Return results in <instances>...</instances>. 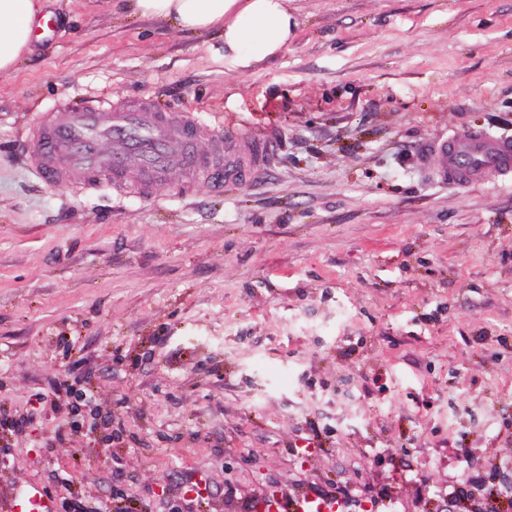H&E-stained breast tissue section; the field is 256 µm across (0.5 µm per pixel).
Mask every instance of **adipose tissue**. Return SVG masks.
Segmentation results:
<instances>
[{
  "mask_svg": "<svg viewBox=\"0 0 512 512\" xmlns=\"http://www.w3.org/2000/svg\"><path fill=\"white\" fill-rule=\"evenodd\" d=\"M289 0H127L132 14L161 19L188 33L218 28L224 67L247 71L288 46L298 26ZM40 0H0V73L13 72L30 50Z\"/></svg>",
  "mask_w": 512,
  "mask_h": 512,
  "instance_id": "ef3b65f1",
  "label": "adipose tissue"
}]
</instances>
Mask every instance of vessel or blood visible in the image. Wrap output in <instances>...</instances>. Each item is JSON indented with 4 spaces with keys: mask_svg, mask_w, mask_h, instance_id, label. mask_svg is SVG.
Instances as JSON below:
<instances>
[{
    "mask_svg": "<svg viewBox=\"0 0 512 512\" xmlns=\"http://www.w3.org/2000/svg\"><path fill=\"white\" fill-rule=\"evenodd\" d=\"M36 149L30 166L51 186L72 183L125 186L152 194L171 172L182 170L190 181L220 193L248 181L274 153L269 137L245 136L236 128L224 133L201 123L196 114L173 111L150 100L101 102L91 107L70 104L34 128ZM210 139L211 153L195 145ZM442 181L466 187L488 175L512 176V141L482 131H465L433 144ZM260 512H344L332 496L304 491L263 499ZM5 512H52L37 486L11 499Z\"/></svg>",
    "mask_w": 512,
    "mask_h": 512,
    "instance_id": "obj_1",
    "label": "vessel or blood"
}]
</instances>
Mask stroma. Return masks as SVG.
Instances as JSON below:
<instances>
[{
	"mask_svg": "<svg viewBox=\"0 0 512 512\" xmlns=\"http://www.w3.org/2000/svg\"><path fill=\"white\" fill-rule=\"evenodd\" d=\"M44 2L55 37L0 75V409L28 420L0 435V496L446 512L454 489L482 501L486 459L512 482V179L460 188L419 158L512 139V0H292L293 41L246 73L219 31ZM101 99L278 148L220 197L178 174L146 198L44 185L32 128ZM257 510L263 512H343L345 508L343 503L335 497L294 491L263 499Z\"/></svg>",
	"mask_w": 512,
	"mask_h": 512,
	"instance_id": "stroma-1",
	"label": "stroma"
}]
</instances>
